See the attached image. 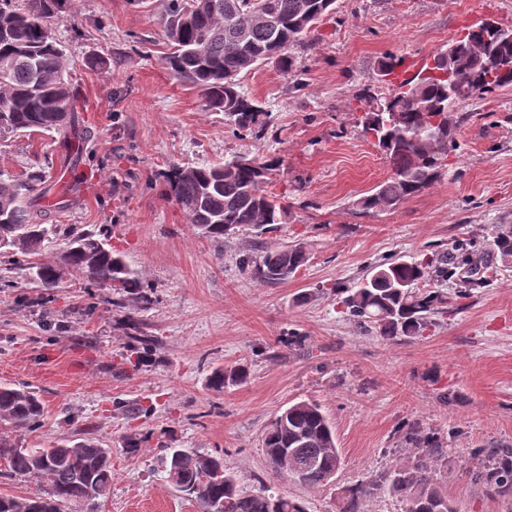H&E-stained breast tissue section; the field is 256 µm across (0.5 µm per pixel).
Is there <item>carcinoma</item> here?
<instances>
[{"instance_id": "1", "label": "carcinoma", "mask_w": 512, "mask_h": 512, "mask_svg": "<svg viewBox=\"0 0 512 512\" xmlns=\"http://www.w3.org/2000/svg\"><path fill=\"white\" fill-rule=\"evenodd\" d=\"M335 0H167L160 25L168 42L163 63L180 82L202 92L205 110L222 112L233 132L252 133L263 127L259 102L240 90L238 76L262 63L291 70L290 47L315 31L332 11ZM68 0H0V137L8 134L76 130L71 84L65 78L66 59L54 26L63 19ZM489 19L469 27L454 39L455 67L463 80L448 93V52L439 50L433 63L394 85L383 102L363 112L362 131L374 139L390 164V174L375 191L354 202L369 211L390 209L428 188L448 166L460 137L459 120L448 114L475 94L512 87V74L497 72V62L512 59V38ZM438 119V135L419 138L424 118ZM276 166L257 158L238 156L217 165L182 168L165 175V194L182 207L199 234L213 240L250 226L260 232L286 221L278 194L267 190ZM42 172L24 180L0 178V254L28 257L39 254L49 234L60 225L37 222L33 194L44 181ZM493 249L506 264L512 262V228L501 230ZM469 260L468 248L443 260L393 261L373 268V274L353 288H343L341 304L361 328H376L388 339L420 335L429 315L448 308L438 288L419 289L428 278L447 281ZM307 262L298 245L268 252L261 262L244 246L241 269L272 283L282 273L294 274ZM30 277L41 288H53L65 272L84 274L87 281L119 288L136 303L151 302L141 278L123 256L91 232L74 233L61 262H31ZM247 377V370H216L209 386H224ZM43 405L34 392L0 385V422L11 428L35 426ZM411 446L407 460L345 487L339 512H363V502L389 494L400 500L403 512H456L438 474L448 459L443 437L426 433L414 423L404 432ZM262 447L275 472L298 477L299 484L323 487L332 483L342 465L335 429L313 400H301L278 414L266 429ZM481 466L475 481L506 497L512 495V448H480ZM0 459L11 472L42 477L49 488L43 495L16 498L0 493V512H87L112 487L109 449L91 439L50 448H19L0 431ZM167 481L195 500L202 512H306L286 495L268 487L246 493L236 475L224 468L221 456H202L181 448L166 455Z\"/></svg>"}]
</instances>
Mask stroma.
Wrapping results in <instances>:
<instances>
[{
    "label": "stroma",
    "instance_id": "obj_1",
    "mask_svg": "<svg viewBox=\"0 0 512 512\" xmlns=\"http://www.w3.org/2000/svg\"><path fill=\"white\" fill-rule=\"evenodd\" d=\"M161 10V0H73L55 34L81 136L0 139V175L42 171L53 186L42 221L64 230L42 259L66 252V229L94 232L152 297L144 309L76 275L47 290L0 257V384L27 386L44 408L15 441L46 448L88 437L109 448L112 487L94 512H201L166 481L168 446L223 455L244 491L264 484L307 512H336L342 488L408 456L402 428L415 421L447 440L443 483L457 512H512L469 474L474 449L512 447V263L492 265L466 299L458 279L443 283L454 313L432 316L413 338L364 332L335 295L376 265L451 254L460 242L486 260L496 232L512 225V88L458 104L460 147L429 189L386 211L354 205L389 174L358 123L363 92L391 91L383 57L417 70L476 20L512 27V0H336L291 48L292 71L265 63L240 74L267 114L264 132L242 139L163 65ZM236 156L278 160L272 190L288 214L268 232L243 228L217 243L166 195L164 175ZM254 240V258L299 244L308 261L263 282L239 267ZM291 332L304 350L284 346ZM142 334L156 351L136 365L129 339ZM235 366L247 368L245 381L209 387L215 369ZM304 399L335 427L342 466L329 486L275 474L262 448L275 416ZM130 432L149 437L135 455L122 448Z\"/></svg>",
    "mask_w": 512,
    "mask_h": 512
}]
</instances>
